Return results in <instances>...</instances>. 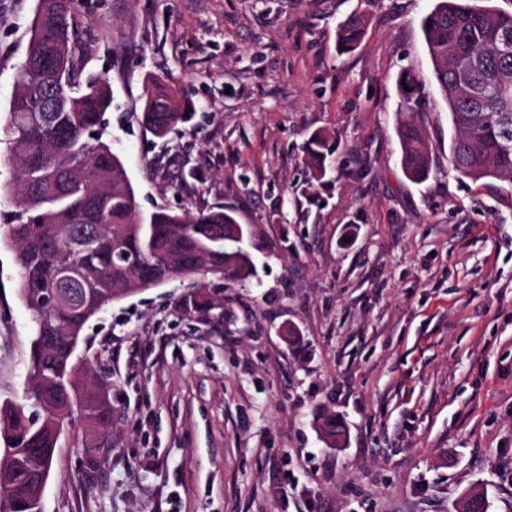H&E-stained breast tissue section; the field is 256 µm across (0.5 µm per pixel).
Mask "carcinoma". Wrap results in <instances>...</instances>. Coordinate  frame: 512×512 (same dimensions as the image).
<instances>
[{
	"label": "carcinoma",
	"instance_id": "carcinoma-1",
	"mask_svg": "<svg viewBox=\"0 0 512 512\" xmlns=\"http://www.w3.org/2000/svg\"><path fill=\"white\" fill-rule=\"evenodd\" d=\"M366 25L362 15L344 20L340 47L357 48ZM81 30L77 0H38L15 87L29 84L45 111H27L18 95L5 125L17 177L0 189L15 207L8 237L16 248L20 295L35 324L25 397L0 403V501H9L12 512L34 509L41 472L4 467V449L31 448L48 458L77 420L99 447L112 443V406L100 394L109 385L72 377L73 367H91L70 337L120 301L118 289L134 281L148 289L190 278L196 285L193 308L207 313L218 303L202 279L253 276L252 259L241 246L250 228L233 210L141 211L121 157L103 140L111 91L105 79L84 74ZM421 30L448 105L452 169L476 182H512V12L480 0H436ZM402 80L409 87L400 90L403 103L416 102L424 84L411 73ZM194 115L187 96L158 75L146 76L140 120L153 136L165 137ZM396 135L404 175L425 180L431 162L422 127L403 120ZM324 147L321 136L309 147L319 180L326 172ZM31 288L53 294V302L32 304ZM320 427L334 442L342 435L333 415L321 416ZM462 512H486L482 493H467Z\"/></svg>",
	"mask_w": 512,
	"mask_h": 512
}]
</instances>
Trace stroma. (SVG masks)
<instances>
[{"label":"stroma","instance_id":"stroma-1","mask_svg":"<svg viewBox=\"0 0 512 512\" xmlns=\"http://www.w3.org/2000/svg\"><path fill=\"white\" fill-rule=\"evenodd\" d=\"M433 0H79L82 63L142 210L233 208L255 272L222 309L174 279L85 332L113 383L112 445L55 451L44 512H512V184L448 162L420 20ZM36 0H0V121ZM368 17L339 52V22ZM417 74L433 169L400 165L397 82ZM188 89L195 130L145 132L146 74ZM326 139L313 177L311 136ZM32 316L0 225V402L21 401ZM336 415L334 443L317 422Z\"/></svg>","mask_w":512,"mask_h":512}]
</instances>
